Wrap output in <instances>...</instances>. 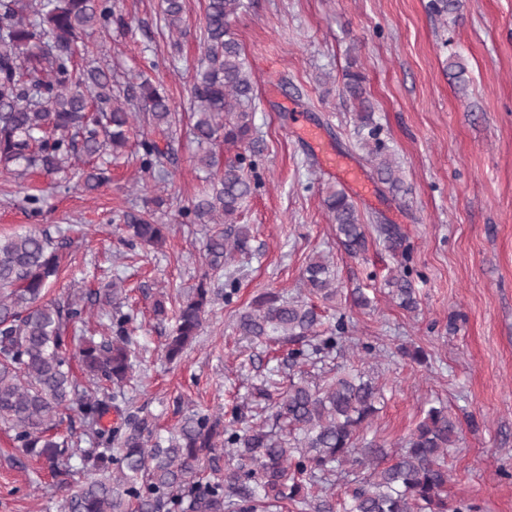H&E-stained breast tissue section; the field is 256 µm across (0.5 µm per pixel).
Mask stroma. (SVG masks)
<instances>
[{
    "label": "stroma",
    "instance_id": "stroma-1",
    "mask_svg": "<svg viewBox=\"0 0 512 512\" xmlns=\"http://www.w3.org/2000/svg\"><path fill=\"white\" fill-rule=\"evenodd\" d=\"M428 3L252 0L235 23L255 83L263 184L239 218L251 235L249 254L235 260L239 291L232 303L215 300L180 361L164 358L170 325L154 318L152 304L160 293L191 288L208 268L204 225L180 217L202 186L189 136H182L164 181L140 173L131 154L109 166L110 183L92 194L74 181L0 171V235L35 226L71 238L52 297L123 279L135 315L132 338L141 347L128 394L164 430L196 409L227 417L238 405L252 414L270 368H278L280 385L288 384L289 345L241 335L237 316L270 290L299 296L307 263L326 257L343 295L326 308L324 322L335 324L337 312L346 313L345 352L305 363L303 371L331 376L365 360L382 399L363 440L389 452L430 407L447 406L462 426L448 458L450 499L479 512H512V0H461L458 12L442 15ZM117 4L128 26L94 33L93 59L120 72L146 71L174 111L189 113L205 0H185L186 34L176 57L159 0ZM455 55L467 68L463 94L448 73ZM350 67L366 78L374 118L400 169L402 199L372 175L356 141L355 109L342 83ZM297 113L371 189L353 197L368 221L358 256L340 246L323 205L326 188L342 183L296 134ZM145 184L165 200L156 217L167 241L159 250L131 252L119 241L118 217ZM29 195L40 199L39 216L30 214ZM378 222L399 225L411 247L416 311L400 307L386 284L401 258L379 238ZM356 288L370 307L345 302ZM402 346L422 349L425 362L401 356ZM56 483L0 431V512H58Z\"/></svg>",
    "mask_w": 512,
    "mask_h": 512
}]
</instances>
